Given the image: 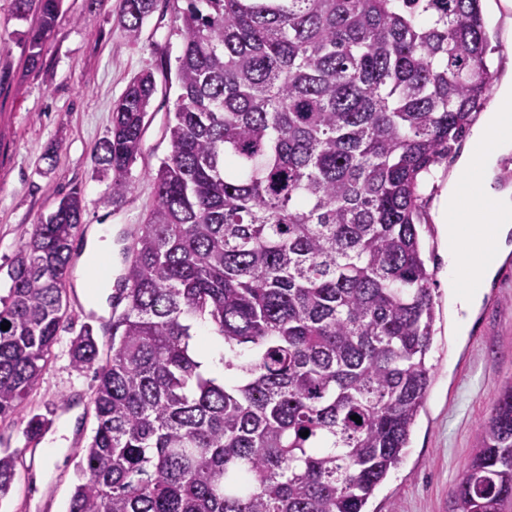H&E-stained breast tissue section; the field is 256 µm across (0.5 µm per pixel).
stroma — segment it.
I'll list each match as a JSON object with an SVG mask.
<instances>
[{"instance_id": "35a3bbf8", "label": "stroma", "mask_w": 512, "mask_h": 512, "mask_svg": "<svg viewBox=\"0 0 512 512\" xmlns=\"http://www.w3.org/2000/svg\"><path fill=\"white\" fill-rule=\"evenodd\" d=\"M487 62L496 84L512 80V0H483ZM119 0H63L56 31L41 63L25 65L17 32L27 24L0 0V294L9 286L7 270L35 224L71 189L83 197V229L112 225V275L121 277L123 248L155 200L152 176L170 152L164 135L173 112L174 92L157 91L146 117L142 153L131 166L130 189L118 202L107 200L108 181L95 171L94 151L112 126V105L130 81L150 70L161 73L182 47L174 0H157L138 40H129L119 20ZM457 156L442 159L422 175L420 236L435 296L442 306L428 362L432 384L414 426L410 446L397 469L371 498L369 512H458L454 491L480 446L479 433L500 390L512 382V253L460 334L454 301L441 277L445 266L442 227L435 204L453 177ZM71 313L41 378L13 419L0 422V444L14 451L15 478L0 512H66L77 483L78 449L96 426L91 370L71 362V340L92 325L101 354L111 344V315L89 321L75 287H68ZM50 419L37 440L24 433L33 415ZM72 419L67 435L63 420ZM62 436L61 463L47 465L46 441Z\"/></svg>"}]
</instances>
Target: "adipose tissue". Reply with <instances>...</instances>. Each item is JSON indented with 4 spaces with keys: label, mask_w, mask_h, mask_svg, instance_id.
<instances>
[{
    "label": "adipose tissue",
    "mask_w": 512,
    "mask_h": 512,
    "mask_svg": "<svg viewBox=\"0 0 512 512\" xmlns=\"http://www.w3.org/2000/svg\"><path fill=\"white\" fill-rule=\"evenodd\" d=\"M512 153V86L496 93L469 149L458 161L455 181L446 185L436 221L448 243L444 282L461 311L473 312L512 252V188L493 186L501 156Z\"/></svg>",
    "instance_id": "1"
}]
</instances>
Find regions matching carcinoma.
I'll use <instances>...</instances> for the list:
<instances>
[{"label":"carcinoma","mask_w":512,"mask_h":512,"mask_svg":"<svg viewBox=\"0 0 512 512\" xmlns=\"http://www.w3.org/2000/svg\"><path fill=\"white\" fill-rule=\"evenodd\" d=\"M155 203L124 248L110 354L86 326L97 426L67 512H368L431 384L436 303L418 178L469 130L491 79L481 0H184ZM62 0H12L38 63ZM156 0H119L139 38ZM153 73L112 105L95 154L130 189ZM75 188L35 225L0 297V421L37 385L70 315ZM216 335L224 375L194 357ZM356 415L362 423L351 419ZM309 431L307 437L300 433ZM15 455L0 450V500ZM512 500V383L455 490Z\"/></svg>","instance_id":"carcinoma-1"}]
</instances>
